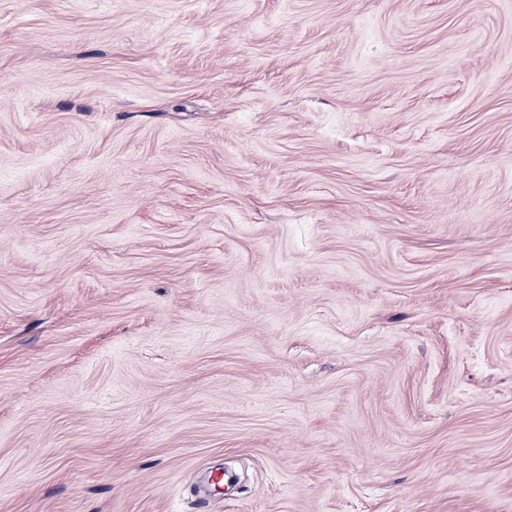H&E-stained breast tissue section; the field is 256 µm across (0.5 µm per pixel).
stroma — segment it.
<instances>
[{
  "mask_svg": "<svg viewBox=\"0 0 512 512\" xmlns=\"http://www.w3.org/2000/svg\"><path fill=\"white\" fill-rule=\"evenodd\" d=\"M207 505L512 512V0H0V512Z\"/></svg>",
  "mask_w": 512,
  "mask_h": 512,
  "instance_id": "obj_1",
  "label": "stroma"
}]
</instances>
